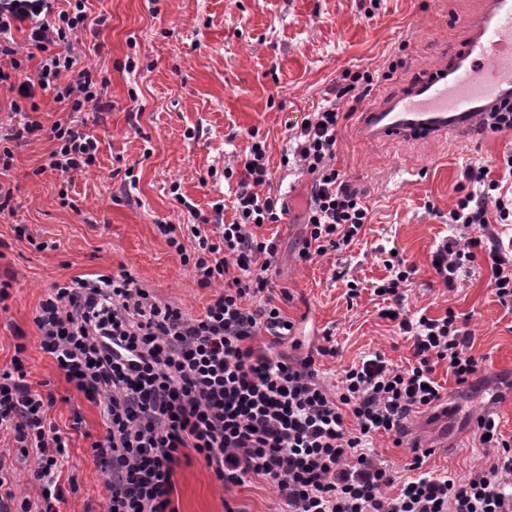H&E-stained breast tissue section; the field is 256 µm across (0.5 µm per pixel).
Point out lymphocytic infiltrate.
<instances>
[{
    "instance_id": "obj_1",
    "label": "lymphocytic infiltrate",
    "mask_w": 512,
    "mask_h": 512,
    "mask_svg": "<svg viewBox=\"0 0 512 512\" xmlns=\"http://www.w3.org/2000/svg\"><path fill=\"white\" fill-rule=\"evenodd\" d=\"M55 3L0 0V59L10 63L0 67V85L16 94L11 120L0 122V167L12 165L14 142L45 130L57 142L48 166L69 181L95 163L97 141L78 115L104 109L105 83L96 65L80 62L72 41L87 18L84 0H75L70 13L56 11ZM22 28L24 46L13 36ZM41 94L63 112L48 128L35 117ZM340 118L328 106L294 135V161L314 177L309 245L298 254L305 263L350 245L369 218L366 202L336 168ZM243 162L241 172H224L238 180L235 222L209 232L197 224L158 227L200 287L224 286L200 315L158 300L125 270L53 284L35 313L43 352L100 410L105 433L92 448L107 476L106 512H176L175 470L193 454L224 487L266 482L279 493L283 512H512V442L493 412L475 419L490 464L464 479L423 470L416 456L410 480L399 484L370 449L377 436L401 445L407 419L440 406L438 364L460 385L471 384L481 366L455 311L439 318L406 313L403 288L416 268L402 257L387 259L389 275L374 293L387 302L382 317L411 342L409 366L392 365L375 351L344 369L331 390L318 377L316 359L336 356L335 345L302 357L253 346L261 332L284 344L295 325L264 298L277 245L256 230L279 220L278 197L257 192L270 175L264 145L251 142ZM464 178L467 191L449 212L455 233L433 253L431 267L451 288L483 251L499 302L512 307V255L495 231L512 223V197L481 166H467ZM188 239L193 248L185 247ZM25 350L16 345L10 367L0 371V432L12 435L21 456L36 454L41 502L35 507L17 497L0 460V512H58L64 493L54 472L69 443L47 420L53 394L27 380Z\"/></svg>"
}]
</instances>
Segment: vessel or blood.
Instances as JSON below:
<instances>
[{
    "label": "vessel or blood",
    "instance_id": "obj_1",
    "mask_svg": "<svg viewBox=\"0 0 512 512\" xmlns=\"http://www.w3.org/2000/svg\"><path fill=\"white\" fill-rule=\"evenodd\" d=\"M469 26V41L447 66L364 112L365 140L432 139L472 127L490 132L491 116L512 102V0H486Z\"/></svg>",
    "mask_w": 512,
    "mask_h": 512
}]
</instances>
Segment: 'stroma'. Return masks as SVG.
<instances>
[{"instance_id":"1","label":"stroma","mask_w":512,"mask_h":512,"mask_svg":"<svg viewBox=\"0 0 512 512\" xmlns=\"http://www.w3.org/2000/svg\"><path fill=\"white\" fill-rule=\"evenodd\" d=\"M482 0H86L88 20L78 46L105 76L112 103L84 114L87 133L98 142L97 160L63 183L45 163L56 143L46 134L28 136L15 148L0 183L13 189L14 214L0 216V281H10L0 305V369L11 365L16 344L28 380L47 384L55 396L47 417L69 439V456L56 474L64 492L60 512H103L107 478L92 444L104 425L98 407L68 385L53 359L39 347L33 317L54 283L125 269L162 301L200 314L214 295L199 287L190 267L157 230L158 224H192L197 216L236 220L237 183L252 140L266 148L271 179L262 195L283 196L279 222L257 228L275 240L274 305L295 322L305 347L331 336L338 354L317 358L319 374L335 384L342 371L373 351L407 365L411 343L380 317L373 293L385 279L389 250L417 268L404 288L408 314L469 315L473 353L486 362L475 387H459L447 365L437 381L447 414L434 411L408 420L406 430L433 445L422 468L456 477L485 464L472 420L494 407L504 437H512V401L500 398L512 381V309L501 305L484 257H476L454 288L443 287L431 257L450 236L448 216L461 195L467 165H490L502 174L512 154V132L451 139L370 143L356 122L366 105L397 96L418 72L441 63L468 36L466 21ZM401 56L390 80V57ZM372 72L378 83L365 98H337L345 71ZM343 118L337 128L336 167L361 192L371 220L346 249L297 254L309 232L306 206L313 178L284 164L292 128L327 105ZM182 201H175L172 186ZM67 191L69 205L58 194ZM26 225L31 239L14 229ZM49 242L39 251L35 242ZM360 294L347 295L348 281ZM0 457L11 468L13 489L31 503L41 500L33 478L35 457H21L12 436L0 435ZM172 496L178 512H276L278 495L260 481L224 490L198 458L182 461Z\"/></svg>"}]
</instances>
